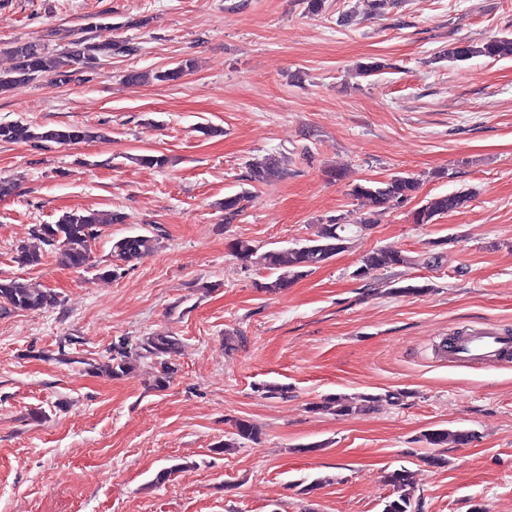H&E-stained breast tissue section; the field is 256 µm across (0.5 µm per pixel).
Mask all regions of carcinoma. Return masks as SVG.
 <instances>
[{
	"mask_svg": "<svg viewBox=\"0 0 512 512\" xmlns=\"http://www.w3.org/2000/svg\"><path fill=\"white\" fill-rule=\"evenodd\" d=\"M135 51L136 47L127 40L88 43L83 39L74 42L73 49L59 53L49 51L48 47L38 42L16 41L8 48V52L15 60L14 67L9 71H0V93L17 84L34 81L46 73L64 84L71 81L77 65L94 70L105 58L115 54H131ZM476 56L491 59L512 58V38H496L479 46L453 45L448 47L446 52V57L452 60H465ZM195 67V60L187 58L153 74L130 70L125 74V82L129 85H139L154 79L159 82L175 83ZM97 138L98 133L77 125L45 127L21 121L0 124V141L5 143H30L42 147L48 143L68 144ZM280 174L279 161L274 157L250 167V180L254 183H268ZM418 188L419 182L416 178L396 175L378 184L356 183L351 188V194L368 198L378 205H386L412 198ZM246 199L245 192L224 197V223L231 224L240 216ZM471 199V194L464 191L437 196L414 211L413 222L431 224L439 215L466 207ZM123 222L124 215L117 211L105 214L97 210H73L63 213L53 224L37 225L33 230V236L42 244L54 249L56 261L60 265L80 270L90 266L93 247L101 234V229ZM347 230L346 224H320L317 226L315 237L307 240L304 245L269 250L260 254L258 262L274 274V278L260 284V288L271 293L287 290L294 280L344 251L348 241ZM158 244V236L148 229L142 233L114 238L111 257L129 265L154 252ZM42 259L43 253L36 246H21L15 256V262L21 266H38ZM411 263L413 260L400 251L372 249L362 255L353 276L365 278L381 270ZM59 303L58 295L50 290L18 280L0 279V316L42 311ZM180 350V339L170 333L145 336L132 350L121 342L114 345L112 363L106 365V371L114 378L125 377L135 370L139 361L149 360L157 368L152 386L164 390L178 371L177 356ZM314 409L348 415L360 410V407L348 404L347 399L342 396L333 395L324 398L314 406ZM235 429V435L239 438L254 442L260 440L261 431L253 423L241 420L235 424ZM423 437L431 447H441L450 442L464 446L473 441L475 433L470 430L437 429L423 434ZM386 482L393 486L397 498L386 502L383 512H410L413 486L409 472L405 469L394 470L388 473Z\"/></svg>",
	"mask_w": 512,
	"mask_h": 512,
	"instance_id": "carcinoma-1",
	"label": "carcinoma"
}]
</instances>
